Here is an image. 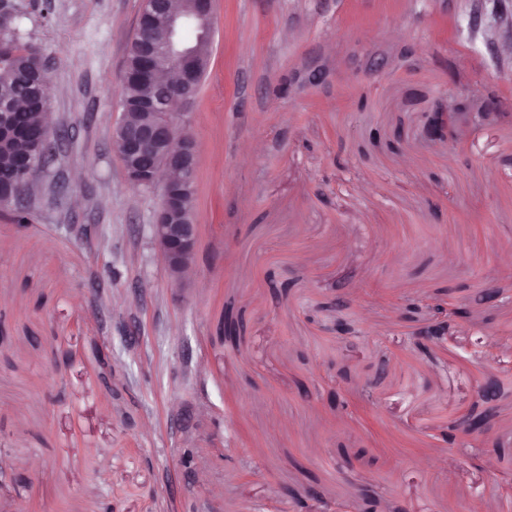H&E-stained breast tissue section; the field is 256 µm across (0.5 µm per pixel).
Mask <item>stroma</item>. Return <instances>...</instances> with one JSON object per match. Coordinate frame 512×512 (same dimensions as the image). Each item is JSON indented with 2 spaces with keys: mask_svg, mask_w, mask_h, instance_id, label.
Wrapping results in <instances>:
<instances>
[{
  "mask_svg": "<svg viewBox=\"0 0 512 512\" xmlns=\"http://www.w3.org/2000/svg\"><path fill=\"white\" fill-rule=\"evenodd\" d=\"M11 2L62 149L0 208V512H512V0H217L181 283L112 147L141 0ZM490 378L491 437L445 441ZM495 109V103L488 101L482 103L478 112L447 113L443 110L428 112L424 123V134L430 140H448L449 143L456 137L458 124H467L475 117L484 118Z\"/></svg>",
  "mask_w": 512,
  "mask_h": 512,
  "instance_id": "35a3bbf8",
  "label": "stroma"
}]
</instances>
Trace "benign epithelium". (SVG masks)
I'll list each match as a JSON object with an SVG mask.
<instances>
[{"mask_svg": "<svg viewBox=\"0 0 512 512\" xmlns=\"http://www.w3.org/2000/svg\"><path fill=\"white\" fill-rule=\"evenodd\" d=\"M193 11L187 15L171 8V0H142L141 13H153L164 20L165 48H160L154 31L136 30L143 42L142 76L151 83L158 75L172 71L178 81L167 85L160 93L161 113L141 112L136 118L129 112L119 113L112 126V140L126 174L134 186L160 188V203L151 224L153 237L163 255L169 277L181 282L193 265L197 249V224L194 199L197 178L196 143L189 133L187 113L178 108L196 95L198 84L186 67L192 47L183 39L187 28L197 30V40L213 43L212 17L215 0H192ZM461 101L457 112H429L424 134L430 140L453 141L456 128L475 117L483 118L495 111L492 101L483 103L476 112L467 111ZM34 154L23 159V171L34 174L54 152V140L49 127L42 126L33 135ZM416 335L430 344L447 339L448 323L434 321L420 327Z\"/></svg>", "mask_w": 512, "mask_h": 512, "instance_id": "benign-epithelium-1", "label": "benign epithelium"}]
</instances>
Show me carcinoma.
Segmentation results:
<instances>
[{"label": "carcinoma", "mask_w": 512, "mask_h": 512, "mask_svg": "<svg viewBox=\"0 0 512 512\" xmlns=\"http://www.w3.org/2000/svg\"><path fill=\"white\" fill-rule=\"evenodd\" d=\"M41 55L30 43L18 22V16L0 24V113L3 112L17 126L34 129L39 126L42 112L49 105V86L40 71ZM138 61L137 42L128 51L127 71L122 86L123 109L134 111L132 104L152 89L135 77ZM33 150L29 140L0 142V171L14 173V178L3 184V191L18 190L23 178L17 172V160Z\"/></svg>", "instance_id": "obj_1"}]
</instances>
